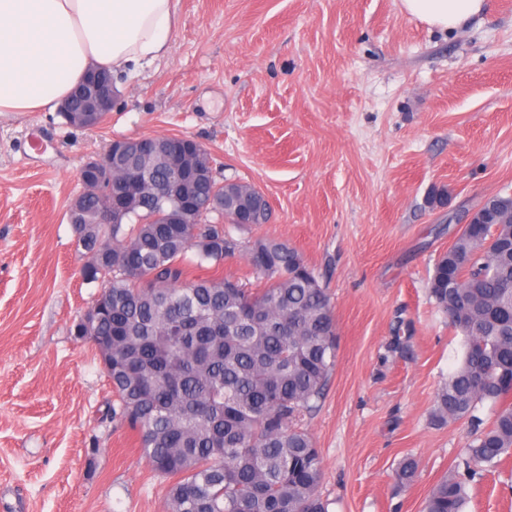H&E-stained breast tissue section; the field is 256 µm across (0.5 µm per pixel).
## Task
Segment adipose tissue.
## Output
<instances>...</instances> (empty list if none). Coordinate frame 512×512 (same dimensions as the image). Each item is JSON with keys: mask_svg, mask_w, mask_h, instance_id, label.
Masks as SVG:
<instances>
[{"mask_svg": "<svg viewBox=\"0 0 512 512\" xmlns=\"http://www.w3.org/2000/svg\"><path fill=\"white\" fill-rule=\"evenodd\" d=\"M178 0H0V112L67 98L93 67L134 75L165 57ZM429 27L456 30L485 0H401Z\"/></svg>", "mask_w": 512, "mask_h": 512, "instance_id": "ef3b65f1", "label": "adipose tissue"}]
</instances>
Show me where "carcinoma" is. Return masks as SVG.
Instances as JSON below:
<instances>
[{
	"label": "carcinoma",
	"mask_w": 512,
	"mask_h": 512,
	"mask_svg": "<svg viewBox=\"0 0 512 512\" xmlns=\"http://www.w3.org/2000/svg\"><path fill=\"white\" fill-rule=\"evenodd\" d=\"M168 178L163 162L133 157L128 170ZM124 224H101L104 193L70 207L87 261L82 275L102 283L105 308L95 335L112 337V418L136 431L151 471L167 481L165 512H327L323 461L302 418L315 413L336 366L330 296L302 254L276 238H235L208 220L217 211L239 227L240 208L261 200L241 181L213 176L193 186L194 224H171L153 194L134 182ZM499 224H468L436 261L428 290L461 337L458 367L438 387L433 419L476 428L467 465L512 458V207ZM193 257H188V252ZM238 253L261 288L217 271ZM496 408L478 428V407ZM418 463L404 458L396 478ZM467 479L448 470L421 512H466Z\"/></svg>",
	"instance_id": "obj_1"
}]
</instances>
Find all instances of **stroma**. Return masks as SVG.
Returning <instances> with one entry per match:
<instances>
[{
	"label": "stroma",
	"instance_id": "1",
	"mask_svg": "<svg viewBox=\"0 0 512 512\" xmlns=\"http://www.w3.org/2000/svg\"><path fill=\"white\" fill-rule=\"evenodd\" d=\"M117 87L91 129L0 112V512H164L76 334L101 285L67 220L83 164L142 136L194 138L218 178L261 190L270 218L239 238L287 242L331 296L336 366L304 420L328 512H420L465 465L470 424L431 422L463 349L428 281L465 215L512 195V0L453 32L400 0H179L167 56ZM469 492L466 512H512V460Z\"/></svg>",
	"mask_w": 512,
	"mask_h": 512
}]
</instances>
